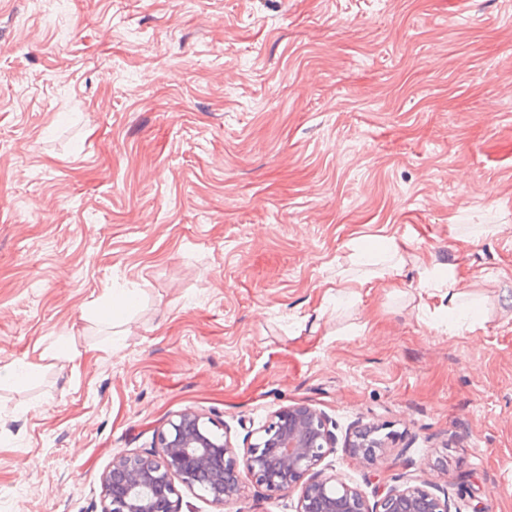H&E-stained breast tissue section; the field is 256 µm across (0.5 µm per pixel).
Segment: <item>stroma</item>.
Segmentation results:
<instances>
[{"label":"stroma","instance_id":"stroma-1","mask_svg":"<svg viewBox=\"0 0 512 512\" xmlns=\"http://www.w3.org/2000/svg\"><path fill=\"white\" fill-rule=\"evenodd\" d=\"M380 235L458 258L482 322L412 270L325 303ZM7 365L0 512H101L176 414L240 448L295 403L369 501L512 512V0H0ZM371 425H358L354 428L347 447L353 458L362 459L370 465H376L379 450L385 448L384 440L377 438Z\"/></svg>","mask_w":512,"mask_h":512}]
</instances>
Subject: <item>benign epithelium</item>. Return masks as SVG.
Instances as JSON below:
<instances>
[{
	"label": "benign epithelium",
	"mask_w": 512,
	"mask_h": 512,
	"mask_svg": "<svg viewBox=\"0 0 512 512\" xmlns=\"http://www.w3.org/2000/svg\"><path fill=\"white\" fill-rule=\"evenodd\" d=\"M218 424L185 411L158 434L155 445L133 451L104 474L102 512H182L177 485L201 488L224 509L240 497L245 482L271 496L297 494L295 512H452L448 497L419 485H392L371 505L357 487L321 467L336 448L333 424L307 404L284 406L246 435L238 452ZM371 425L354 428L347 448L352 457L378 462L384 440Z\"/></svg>",
	"instance_id": "obj_1"
}]
</instances>
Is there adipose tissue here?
<instances>
[{"label":"adipose tissue","instance_id":"adipose-tissue-1","mask_svg":"<svg viewBox=\"0 0 512 512\" xmlns=\"http://www.w3.org/2000/svg\"><path fill=\"white\" fill-rule=\"evenodd\" d=\"M383 265L390 273L402 274L405 260L400 244L392 237L378 239L367 251L350 255L346 268L337 273V301L359 302L365 288L371 287L377 274L375 265ZM418 286L426 297L444 293L447 305L433 307V314H447L449 328H459L462 323L477 324L478 319L463 313L459 300L463 295L459 285L463 274L454 262L418 261Z\"/></svg>","mask_w":512,"mask_h":512}]
</instances>
